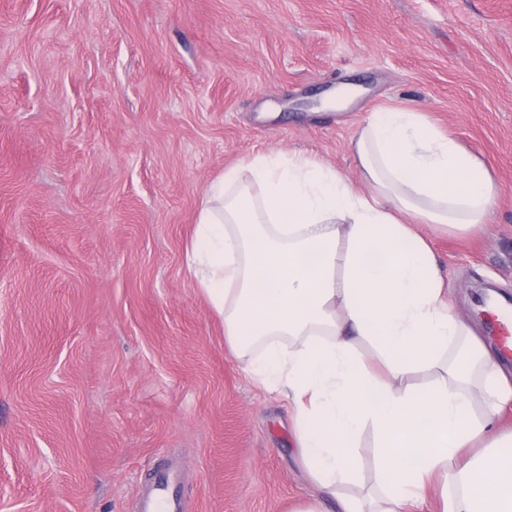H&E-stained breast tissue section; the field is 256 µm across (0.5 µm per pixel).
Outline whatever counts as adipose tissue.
<instances>
[{
	"instance_id": "ef3b65f1",
	"label": "adipose tissue",
	"mask_w": 512,
	"mask_h": 512,
	"mask_svg": "<svg viewBox=\"0 0 512 512\" xmlns=\"http://www.w3.org/2000/svg\"><path fill=\"white\" fill-rule=\"evenodd\" d=\"M352 146L364 192L300 156L260 153L225 170L199 201L188 269L249 373L287 389L307 476L340 512H403L435 479L447 488L441 512H512V433L496 428L512 408V376L448 309L416 230H482L491 173L406 108L371 113ZM424 368L442 371L435 386L405 384ZM368 427L383 489L375 506L340 491Z\"/></svg>"
}]
</instances>
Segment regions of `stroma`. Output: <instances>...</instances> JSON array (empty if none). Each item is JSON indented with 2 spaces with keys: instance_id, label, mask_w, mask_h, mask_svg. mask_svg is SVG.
<instances>
[{
  "instance_id": "stroma-1",
  "label": "stroma",
  "mask_w": 512,
  "mask_h": 512,
  "mask_svg": "<svg viewBox=\"0 0 512 512\" xmlns=\"http://www.w3.org/2000/svg\"><path fill=\"white\" fill-rule=\"evenodd\" d=\"M407 107L480 156L485 231L419 225L454 312L512 299V0H0V512H132L176 461L188 512L317 491L285 392L189 273L197 206L271 150L364 190L350 140ZM365 430L351 493L379 494Z\"/></svg>"
}]
</instances>
